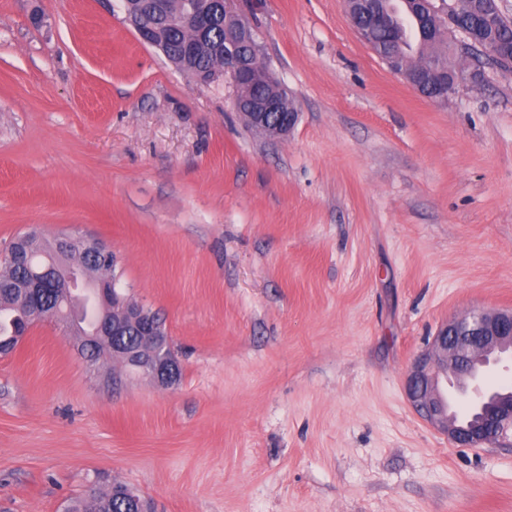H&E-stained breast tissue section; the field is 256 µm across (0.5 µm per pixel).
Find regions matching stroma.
<instances>
[{
	"instance_id": "obj_1",
	"label": "stroma",
	"mask_w": 512,
	"mask_h": 512,
	"mask_svg": "<svg viewBox=\"0 0 512 512\" xmlns=\"http://www.w3.org/2000/svg\"><path fill=\"white\" fill-rule=\"evenodd\" d=\"M299 114L248 126L122 0H0V253L91 235L154 312L175 384L55 321L0 357V512L118 482L152 512H512V435L409 404L437 329L512 309V68L416 92L344 0H235ZM135 18H137L140 22H147L149 20V13L148 10L143 9L138 12V14L135 15ZM132 17L126 10H125V19L126 22L132 27V29L137 34L138 38L147 45L154 46L155 45V33L156 30L160 27H166L169 25L170 21L166 14H161L160 16V23L157 27H144L137 23L136 19Z\"/></svg>"
}]
</instances>
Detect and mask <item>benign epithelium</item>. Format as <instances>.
I'll return each mask as SVG.
<instances>
[{"label":"benign epithelium","instance_id":"benign-epithelium-1","mask_svg":"<svg viewBox=\"0 0 512 512\" xmlns=\"http://www.w3.org/2000/svg\"><path fill=\"white\" fill-rule=\"evenodd\" d=\"M182 24L199 36L207 33L209 23L206 10L195 0H182ZM234 0H217L215 8L224 13V68L204 80L194 76L196 83L211 82L228 74L235 86L243 83H276L269 68L247 67L238 48L243 45L259 49L253 30L233 9ZM126 22L145 44L155 45L156 28L144 27L130 14ZM237 111L258 130L274 137L288 135L298 113L279 111L274 98L254 100L236 97ZM278 113V120L269 121V115ZM37 237L30 231L16 241L14 247L0 261L26 274L24 290L12 296V305L29 308L36 304L41 288L50 282L71 280L75 276L72 257L81 254L91 260L111 253L108 246L96 238H79L71 234L59 235L52 257L34 268V252L29 242ZM92 299L98 316L97 336L112 337V356L125 367L143 372L162 386L174 384L179 378L180 365L169 336L162 332L158 317L142 304L123 294L117 288V278H100L91 283ZM134 333L139 341L132 347L121 343V338ZM512 357V311H479L457 318L444 326L435 336L432 348L421 355L410 368L405 379L407 398L416 412L456 444L479 447L500 440L512 430V391H500L492 396L476 393L470 399L475 414L459 417L450 412L445 389L454 380L464 394H469L464 381L474 382L483 371L504 356Z\"/></svg>","mask_w":512,"mask_h":512}]
</instances>
